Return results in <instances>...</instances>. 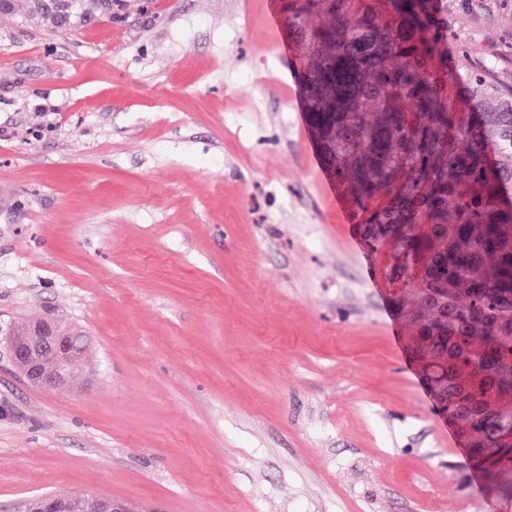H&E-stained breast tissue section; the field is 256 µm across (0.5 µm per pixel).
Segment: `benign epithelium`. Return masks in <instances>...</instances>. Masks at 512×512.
I'll return each mask as SVG.
<instances>
[{
  "mask_svg": "<svg viewBox=\"0 0 512 512\" xmlns=\"http://www.w3.org/2000/svg\"><path fill=\"white\" fill-rule=\"evenodd\" d=\"M424 305L432 311L448 310V289L421 291ZM10 352L23 377L32 385L63 389L70 385L72 369L80 352L72 346L68 331L52 319L28 322L10 333ZM93 507L94 512H133L121 502L81 494L75 498L37 496L25 504L24 512H75L76 507Z\"/></svg>",
  "mask_w": 512,
  "mask_h": 512,
  "instance_id": "benign-epithelium-1",
  "label": "benign epithelium"
}]
</instances>
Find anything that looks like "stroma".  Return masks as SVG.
Segmentation results:
<instances>
[{
	"label": "stroma",
	"mask_w": 512,
	"mask_h": 512,
	"mask_svg": "<svg viewBox=\"0 0 512 512\" xmlns=\"http://www.w3.org/2000/svg\"><path fill=\"white\" fill-rule=\"evenodd\" d=\"M448 96L512 82V0H443ZM269 0L0 22V512H512L409 353L414 298L332 196ZM88 338L30 385L20 321ZM77 506L83 509L91 506L94 512H133L121 502L88 494H81L75 498L37 496L28 500L24 512H74Z\"/></svg>",
	"instance_id": "35a3bbf8"
}]
</instances>
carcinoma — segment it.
<instances>
[{
  "mask_svg": "<svg viewBox=\"0 0 512 512\" xmlns=\"http://www.w3.org/2000/svg\"><path fill=\"white\" fill-rule=\"evenodd\" d=\"M304 50L306 120L329 169L352 195L359 224H389L396 280L419 295L448 288V321H416L422 375L474 406L460 432L488 491L512 501V85L472 78L463 119L448 99V55L433 0H283ZM126 0H8L52 32L120 17ZM385 194L382 205L375 204Z\"/></svg>",
  "mask_w": 512,
  "mask_h": 512,
  "instance_id": "1",
  "label": "carcinoma"
}]
</instances>
